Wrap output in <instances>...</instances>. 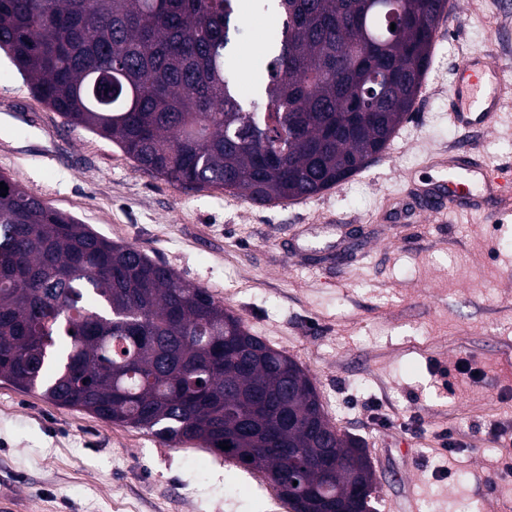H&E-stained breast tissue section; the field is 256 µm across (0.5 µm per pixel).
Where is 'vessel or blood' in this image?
<instances>
[{"label": "vessel or blood", "instance_id": "obj_1", "mask_svg": "<svg viewBox=\"0 0 512 512\" xmlns=\"http://www.w3.org/2000/svg\"><path fill=\"white\" fill-rule=\"evenodd\" d=\"M512 93V61L496 59L484 49L464 53L448 94V120L459 128L493 127L500 101ZM437 198L449 197L467 211H489L496 200L512 197V170L491 167L473 148L463 158L450 159L448 177L431 188Z\"/></svg>", "mask_w": 512, "mask_h": 512}]
</instances>
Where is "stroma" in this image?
Returning a JSON list of instances; mask_svg holds the SVG:
<instances>
[{
  "label": "stroma",
  "instance_id": "35a3bbf8",
  "mask_svg": "<svg viewBox=\"0 0 512 512\" xmlns=\"http://www.w3.org/2000/svg\"><path fill=\"white\" fill-rule=\"evenodd\" d=\"M448 0L414 108L382 155L322 194L258 204L185 190L134 168L112 141L67 124L0 52V174L52 207L207 289L249 331L299 362L340 431L362 438L375 468V512H512V482L489 442L512 431V198L495 216L420 211L396 223L416 188L447 177L467 144L512 166V97L493 128L448 123L462 54L512 57V8ZM263 11L244 14L240 94L268 80ZM471 358L485 374L439 389L437 365ZM421 422L425 432L411 427ZM458 441L435 455L436 432ZM17 512H275L222 456L59 407L0 380V486Z\"/></svg>",
  "mask_w": 512,
  "mask_h": 512
}]
</instances>
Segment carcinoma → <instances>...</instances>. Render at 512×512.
<instances>
[{"label": "carcinoma", "instance_id": "obj_1", "mask_svg": "<svg viewBox=\"0 0 512 512\" xmlns=\"http://www.w3.org/2000/svg\"><path fill=\"white\" fill-rule=\"evenodd\" d=\"M239 0H0V51L67 123L137 170L259 203L318 195L411 112L448 0H273L270 78L245 110ZM0 380L61 407L197 441L263 472L293 512L374 487L363 441L310 374L206 289L0 175ZM230 449L223 450L219 444Z\"/></svg>", "mask_w": 512, "mask_h": 512}]
</instances>
